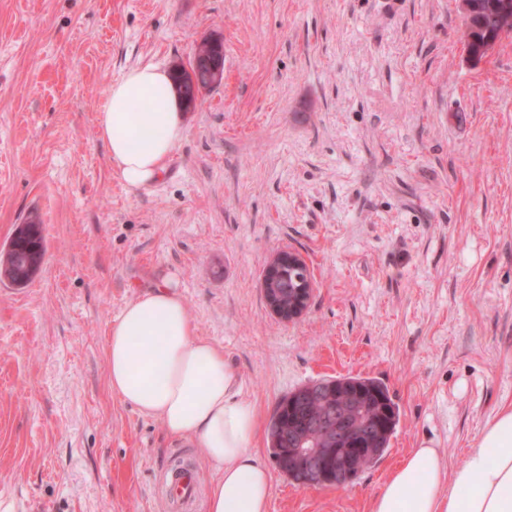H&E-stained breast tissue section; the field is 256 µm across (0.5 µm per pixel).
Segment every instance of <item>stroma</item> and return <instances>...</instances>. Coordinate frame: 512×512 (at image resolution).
Returning a JSON list of instances; mask_svg holds the SVG:
<instances>
[{
  "label": "stroma",
  "mask_w": 512,
  "mask_h": 512,
  "mask_svg": "<svg viewBox=\"0 0 512 512\" xmlns=\"http://www.w3.org/2000/svg\"><path fill=\"white\" fill-rule=\"evenodd\" d=\"M459 0H0V249L38 218L44 260L0 282V512H174L164 472L214 479L195 438L113 396L106 342L173 281L258 418L269 512H370L421 444L461 466L512 407V35L466 58ZM224 43V80L185 114L161 176L131 191L97 116L129 68ZM314 276L285 323L276 252ZM369 376L399 408L344 486L273 468L277 402ZM285 262L291 267L304 264L307 268V263L300 254L291 251L279 252L266 270L262 281V288L267 304L272 312L281 320L292 322L300 318L307 309L312 293V281L311 276H308L306 282L298 281V286L288 294V298H285L278 283L271 279V275L274 274L275 270H280V266Z\"/></svg>",
  "instance_id": "35a3bbf8"
}]
</instances>
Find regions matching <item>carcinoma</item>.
<instances>
[{
	"label": "carcinoma",
	"mask_w": 512,
	"mask_h": 512,
	"mask_svg": "<svg viewBox=\"0 0 512 512\" xmlns=\"http://www.w3.org/2000/svg\"><path fill=\"white\" fill-rule=\"evenodd\" d=\"M474 2V14L465 17L463 46L468 49L470 59L477 62L485 56L484 30L493 27V19L484 8L488 0ZM12 243L13 252L0 254V273H7L14 285L24 286L32 280L46 254L41 225L34 220L19 225ZM319 384L325 387V392L319 398L311 395L307 384L285 395L278 402L269 427L270 452L276 468L296 483L300 481L301 471L289 452L293 444L288 441V429L328 414L327 405L322 403L327 393L358 396L365 404L366 413L378 424V435L365 445L364 452L358 458L362 471L374 465L390 447L391 437L399 423V411L388 388L376 378L336 377L322 379Z\"/></svg>",
	"instance_id": "carcinoma-1"
}]
</instances>
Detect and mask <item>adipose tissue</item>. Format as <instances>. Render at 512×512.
<instances>
[{"label": "adipose tissue", "mask_w": 512, "mask_h": 512, "mask_svg": "<svg viewBox=\"0 0 512 512\" xmlns=\"http://www.w3.org/2000/svg\"><path fill=\"white\" fill-rule=\"evenodd\" d=\"M97 129L127 188L154 181L185 133L169 69L127 70L110 88ZM107 357L113 395L169 434L197 439L215 474L207 512H268L270 474L251 449L255 410L223 350L196 335L173 283L126 305L110 329ZM371 512H512V408L484 424L460 468L447 469L435 448L412 449Z\"/></svg>", "instance_id": "adipose-tissue-1"}]
</instances>
